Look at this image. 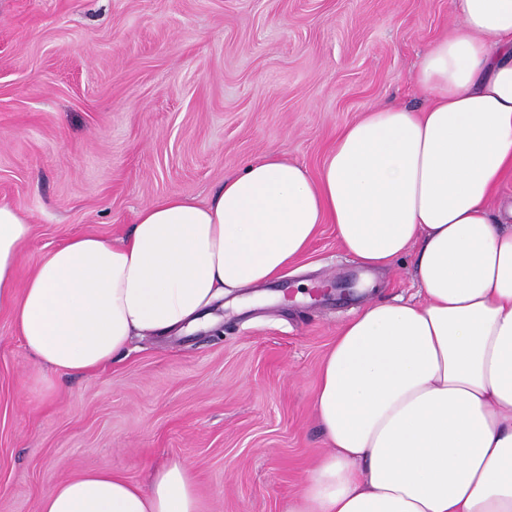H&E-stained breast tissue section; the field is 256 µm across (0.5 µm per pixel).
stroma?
I'll list each match as a JSON object with an SVG mask.
<instances>
[{
	"instance_id": "obj_1",
	"label": "stroma",
	"mask_w": 512,
	"mask_h": 512,
	"mask_svg": "<svg viewBox=\"0 0 512 512\" xmlns=\"http://www.w3.org/2000/svg\"><path fill=\"white\" fill-rule=\"evenodd\" d=\"M455 17L456 0H0V201L33 218L19 278L69 237L127 236L155 200H208L256 156L314 173L369 110L424 108L413 72ZM418 295L411 258L367 271L323 224L212 329L133 339L91 374L38 371L0 308V512L173 462L203 512H284L325 449L314 394L338 327Z\"/></svg>"
}]
</instances>
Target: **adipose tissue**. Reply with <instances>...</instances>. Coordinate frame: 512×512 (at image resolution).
Listing matches in <instances>:
<instances>
[{
    "mask_svg": "<svg viewBox=\"0 0 512 512\" xmlns=\"http://www.w3.org/2000/svg\"><path fill=\"white\" fill-rule=\"evenodd\" d=\"M415 73L421 110L345 127L318 173L270 152L209 203L154 201L119 244L86 233L19 281L31 218L0 202V308L35 364L91 373L133 338L206 319L224 295L283 276L320 225L360 265L413 255L421 300L371 301L317 373L327 445L286 512H512V0H458ZM40 512H201L189 465L148 485L93 471Z\"/></svg>",
    "mask_w": 512,
    "mask_h": 512,
    "instance_id": "obj_1",
    "label": "adipose tissue"
}]
</instances>
